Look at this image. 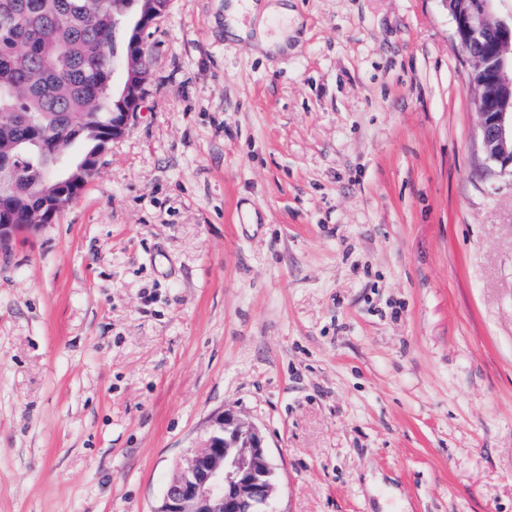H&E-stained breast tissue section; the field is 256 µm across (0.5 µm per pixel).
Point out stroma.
<instances>
[{
    "label": "stroma",
    "instance_id": "stroma-1",
    "mask_svg": "<svg viewBox=\"0 0 512 512\" xmlns=\"http://www.w3.org/2000/svg\"><path fill=\"white\" fill-rule=\"evenodd\" d=\"M170 0L130 131L0 250V512H154L209 420L276 512H512V175L443 0ZM288 0H227L224 2V27L231 36L248 39L257 56L279 53H294L297 48L292 46L289 35L299 25L296 19L294 27L288 28V21L296 17V12ZM248 14L251 25L242 23V17ZM274 19L283 20L286 27L284 33H272L270 22Z\"/></svg>",
    "mask_w": 512,
    "mask_h": 512
}]
</instances>
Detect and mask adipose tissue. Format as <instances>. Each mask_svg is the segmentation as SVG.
<instances>
[{
  "label": "adipose tissue",
  "mask_w": 512,
  "mask_h": 512,
  "mask_svg": "<svg viewBox=\"0 0 512 512\" xmlns=\"http://www.w3.org/2000/svg\"><path fill=\"white\" fill-rule=\"evenodd\" d=\"M295 16L288 0H226L224 4L226 31L249 40L259 56L292 52L288 33L272 32L270 23Z\"/></svg>",
  "instance_id": "obj_1"
}]
</instances>
